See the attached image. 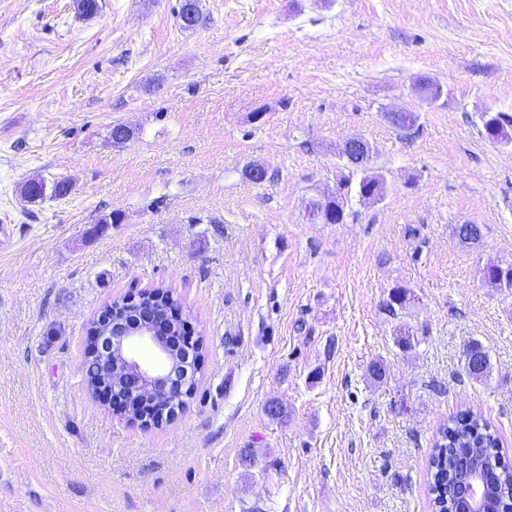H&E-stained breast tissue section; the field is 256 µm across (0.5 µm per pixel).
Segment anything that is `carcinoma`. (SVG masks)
<instances>
[{
    "label": "carcinoma",
    "instance_id": "cac0c4a2",
    "mask_svg": "<svg viewBox=\"0 0 512 512\" xmlns=\"http://www.w3.org/2000/svg\"><path fill=\"white\" fill-rule=\"evenodd\" d=\"M482 122L487 137L495 142L512 143V114L507 112H485ZM337 191L332 205L340 209L339 218L344 220L348 205V193L358 196L376 194L383 196L384 183L377 177L341 167L338 170ZM484 278L496 281L502 287L512 289V264L505 267L490 265L484 270ZM160 308L166 314L165 335H180L183 319L176 299L169 292L153 289L139 294L138 299L127 297L116 299L105 306L112 310V320L134 323L145 307ZM103 329L100 319H94L87 328V339L83 354L85 382L91 393L112 385L107 367L93 354L91 346L94 336ZM464 367L469 378L480 381L487 376L490 359L481 343L472 341L464 352ZM467 459L474 463L486 485L485 512H508L512 509V465L506 461L503 441L499 431L482 413L472 409L457 412L448 418L433 440L427 466V494L433 512H468V505L460 500L456 486L468 477L458 469V462Z\"/></svg>",
    "mask_w": 512,
    "mask_h": 512
}]
</instances>
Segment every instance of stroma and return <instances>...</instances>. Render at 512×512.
<instances>
[{"mask_svg": "<svg viewBox=\"0 0 512 512\" xmlns=\"http://www.w3.org/2000/svg\"><path fill=\"white\" fill-rule=\"evenodd\" d=\"M99 3L0 0V512H431L465 407L512 455V293L482 276L512 263V146L481 120L512 113V0H199L189 31L180 0ZM355 136L384 196L311 220ZM160 285L205 362L150 426L88 393L82 353L105 304ZM464 367L469 378L481 381L490 369V359L481 343L472 341L464 352Z\"/></svg>", "mask_w": 512, "mask_h": 512, "instance_id": "obj_1", "label": "stroma"}]
</instances>
